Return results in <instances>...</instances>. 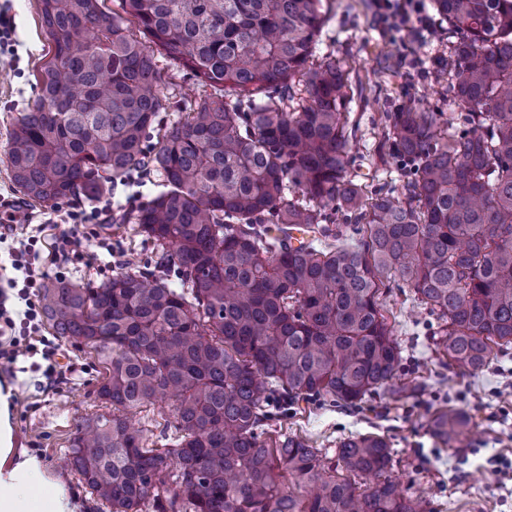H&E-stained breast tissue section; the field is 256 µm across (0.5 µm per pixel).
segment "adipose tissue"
Wrapping results in <instances>:
<instances>
[{"mask_svg": "<svg viewBox=\"0 0 512 512\" xmlns=\"http://www.w3.org/2000/svg\"><path fill=\"white\" fill-rule=\"evenodd\" d=\"M10 396L0 387V512H77L71 492L42 461L15 448Z\"/></svg>", "mask_w": 512, "mask_h": 512, "instance_id": "ef3b65f1", "label": "adipose tissue"}]
</instances>
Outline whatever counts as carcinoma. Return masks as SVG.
Masks as SVG:
<instances>
[{"label": "carcinoma", "mask_w": 512, "mask_h": 512, "mask_svg": "<svg viewBox=\"0 0 512 512\" xmlns=\"http://www.w3.org/2000/svg\"><path fill=\"white\" fill-rule=\"evenodd\" d=\"M454 39L435 61L454 112L383 115L367 192L349 170L342 61L315 58L321 0H37L51 59L12 122L7 163L29 202L105 193L155 174L119 223L151 256L90 287L39 292L54 334L93 348L112 411L77 430L68 467L111 512H433L392 476L376 433L340 439L339 464L272 427L299 403L359 410L403 356L380 298L409 290L435 317L442 364L465 374L512 345V0H431ZM205 88L169 108L159 57ZM171 408L161 450L130 422ZM472 429L429 420L451 447Z\"/></svg>", "instance_id": "cac0c4a2"}]
</instances>
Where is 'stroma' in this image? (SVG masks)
I'll return each instance as SVG.
<instances>
[{"instance_id":"stroma-1","label":"stroma","mask_w":512,"mask_h":512,"mask_svg":"<svg viewBox=\"0 0 512 512\" xmlns=\"http://www.w3.org/2000/svg\"><path fill=\"white\" fill-rule=\"evenodd\" d=\"M327 20L319 36L318 54H335L349 72L352 87L363 90L345 107L347 126L353 129L352 152L366 187L396 178L395 168L370 173L367 161L381 135L379 118L400 103L416 100L434 111L451 114L452 102L444 84L429 77L431 57L442 48L445 28L404 30L394 51L375 0H322ZM0 14L11 18L10 42L0 41V204H9L32 224L51 222L54 234L71 232L60 217L68 204L33 205L22 199L7 167L6 151L13 117L27 111L37 93V76L50 58L37 14L36 0H0ZM165 92L172 96L164 121L177 120L191 102L195 79L185 69L161 61ZM155 187L152 179L131 176L115 184L111 196L77 203L92 213L81 225L84 234L80 258L46 266L47 276L64 272L67 280L98 284L111 277L124 260L145 257L150 249L132 225L113 223L115 214L146 202ZM430 316L422 309L404 312L396 335L402 347L404 371L425 385L416 398L393 402L387 394L368 400L363 410L300 404L294 415L278 423L280 431L309 438L312 447L335 454L337 439L351 432H384L394 451L393 477L405 494L427 492L435 512H512V347L481 371L459 375L439 364L436 339L430 334ZM40 333L52 337V357L64 369L62 380L46 386L33 364L42 355L9 359L0 355V383L11 386L17 399L9 411L15 427L16 448L37 455L49 472L75 494L78 512H108L89 493L63 458L83 418L104 412L97 389L107 374L95 351L53 337L48 322ZM443 406L468 410L479 435L453 448L437 446L426 431L430 415Z\"/></svg>"}]
</instances>
